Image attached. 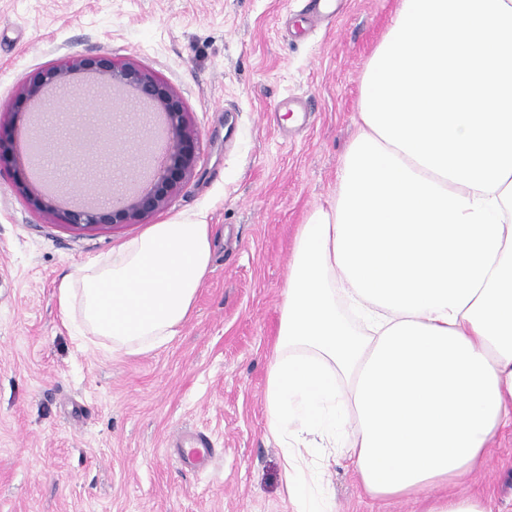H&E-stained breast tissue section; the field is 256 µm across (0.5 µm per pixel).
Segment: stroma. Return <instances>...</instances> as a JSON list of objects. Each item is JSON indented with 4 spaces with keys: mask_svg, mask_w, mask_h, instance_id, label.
Instances as JSON below:
<instances>
[{
    "mask_svg": "<svg viewBox=\"0 0 512 512\" xmlns=\"http://www.w3.org/2000/svg\"><path fill=\"white\" fill-rule=\"evenodd\" d=\"M400 0H347L334 23L285 36L300 0H0V512H294L265 390L302 224L336 200L357 132L362 78ZM111 56L155 73L199 132L195 170L135 224L74 229L76 155L50 153L43 186L22 151L24 84L67 56ZM302 99L298 127L278 103ZM213 231L209 272L163 346L134 356L63 321L58 288L155 224ZM206 433L200 469L176 447ZM323 480L337 512H423L370 499L345 459ZM458 493L512 497V432Z\"/></svg>",
    "mask_w": 512,
    "mask_h": 512,
    "instance_id": "1",
    "label": "stroma"
}]
</instances>
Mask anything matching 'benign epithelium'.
I'll return each instance as SVG.
<instances>
[{
	"instance_id": "7a95c632",
	"label": "benign epithelium",
	"mask_w": 512,
	"mask_h": 512,
	"mask_svg": "<svg viewBox=\"0 0 512 512\" xmlns=\"http://www.w3.org/2000/svg\"><path fill=\"white\" fill-rule=\"evenodd\" d=\"M21 95L37 117L36 136L48 120L49 107L70 109L78 101L100 107L68 126L69 134L88 141L93 131L121 127L123 113L112 105L130 104L143 111L144 121L131 133L129 152L119 159L128 176L109 188L95 180L91 197L65 203L63 223L76 227L131 224L163 209L169 197L192 174L197 158L198 132L182 103L152 72L108 56L67 57L37 74ZM156 115L165 120V161L156 158Z\"/></svg>"
}]
</instances>
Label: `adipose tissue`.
<instances>
[{"mask_svg":"<svg viewBox=\"0 0 512 512\" xmlns=\"http://www.w3.org/2000/svg\"><path fill=\"white\" fill-rule=\"evenodd\" d=\"M209 225L156 224L58 291L128 355L189 315ZM266 385L297 512H336L343 449L366 493L427 512H512L459 495L512 429V0H401L363 77L335 203L304 224Z\"/></svg>","mask_w":512,"mask_h":512,"instance_id":"adipose-tissue-1","label":"adipose tissue"}]
</instances>
